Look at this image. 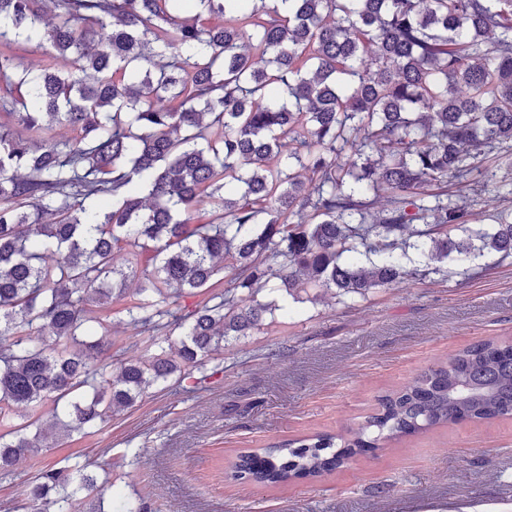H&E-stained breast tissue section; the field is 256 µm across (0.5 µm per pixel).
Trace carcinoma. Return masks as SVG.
Wrapping results in <instances>:
<instances>
[{"label": "carcinoma", "mask_w": 512, "mask_h": 512, "mask_svg": "<svg viewBox=\"0 0 512 512\" xmlns=\"http://www.w3.org/2000/svg\"><path fill=\"white\" fill-rule=\"evenodd\" d=\"M177 2L0 0V47L49 58L34 74L0 50L17 125L0 123V480L39 442L192 379L277 309L263 292L365 297L413 275L410 249L512 257V222L477 228L459 203L476 160L512 148V0H194L192 15ZM58 125L76 136L55 139ZM126 246L151 266L127 323L182 333L114 377L109 325L86 302L126 297L112 265ZM216 279L224 290L183 312ZM496 418H512L511 339L448 354L356 430L250 449L234 477L286 486ZM89 468L44 470L34 512H73L83 493L105 512Z\"/></svg>", "instance_id": "obj_1"}]
</instances>
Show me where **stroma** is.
Instances as JSON below:
<instances>
[{
    "label": "stroma",
    "mask_w": 512,
    "mask_h": 512,
    "mask_svg": "<svg viewBox=\"0 0 512 512\" xmlns=\"http://www.w3.org/2000/svg\"><path fill=\"white\" fill-rule=\"evenodd\" d=\"M467 193L482 223L512 212V152L480 157ZM412 274L350 300L314 290L278 296L259 331L206 360L190 393L150 388L96 428L61 436L19 460L0 481V512H30L28 489L48 466L109 463L113 507L143 512H512V419L451 423L354 457L335 472L284 488L233 479L240 452L315 432L358 428L377 399L491 337H512V259L450 257L453 276ZM480 272L465 276L470 266ZM112 365L156 348L108 305Z\"/></svg>",
    "instance_id": "35a3bbf8"
}]
</instances>
